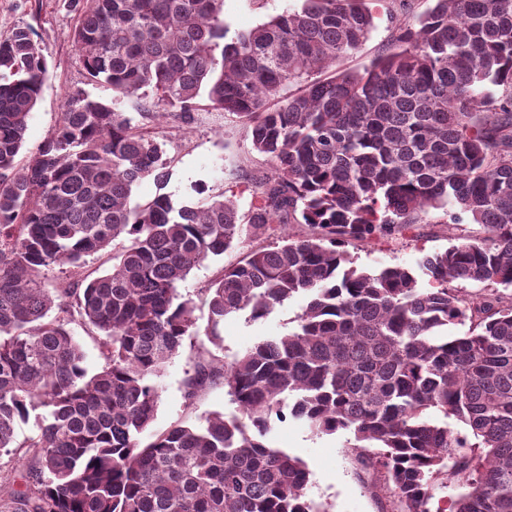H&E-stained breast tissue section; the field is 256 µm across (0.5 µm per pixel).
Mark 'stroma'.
<instances>
[{
    "label": "stroma",
    "mask_w": 512,
    "mask_h": 512,
    "mask_svg": "<svg viewBox=\"0 0 512 512\" xmlns=\"http://www.w3.org/2000/svg\"><path fill=\"white\" fill-rule=\"evenodd\" d=\"M68 3L69 0H0V39L9 36L16 26H30L48 63L49 76L26 133V146L30 149L55 129L66 91L84 89L95 97L106 100L111 97L109 90L89 84L85 76L73 43L76 16ZM299 4L300 0H224V19L232 30L242 31ZM430 4L431 0H377L374 29L354 54L336 59L333 72L368 67L388 47L396 19L417 16ZM151 129L165 144L164 157L172 172L164 190L177 198L195 200L221 193L235 201L239 210L248 209L252 201L250 174L257 166V158L250 152L247 129L239 119L204 107L193 112L190 121L172 117L166 123L152 124ZM431 217V223L415 225L405 236L357 243L351 246L350 252L357 265L366 269L395 264L414 266L422 255L444 250L450 244L443 211L432 212ZM251 247L248 240L235 245L225 253L223 262H206L193 269L182 284L180 291L192 299L199 328H206L208 323L205 285L219 264L237 263ZM305 303L304 297H294L259 322L248 321L242 314L226 318L219 327L223 340L221 357L232 360L259 339L286 332ZM200 350V339L185 341L180 352L166 365L153 431L165 430L180 420L194 423L213 412L235 413V405L220 384L206 387L193 403H186L184 384L194 371ZM268 441L308 464L311 470L308 493L322 502L328 512H389L388 495H375L369 489L371 477L361 463L362 455L355 450L350 433L340 431L316 437L305 423L290 418L274 426Z\"/></svg>",
    "instance_id": "35a3bbf8"
}]
</instances>
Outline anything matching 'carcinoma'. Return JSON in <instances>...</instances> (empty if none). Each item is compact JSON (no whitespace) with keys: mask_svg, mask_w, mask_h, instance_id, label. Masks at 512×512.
Returning a JSON list of instances; mask_svg holds the SVG:
<instances>
[{"mask_svg":"<svg viewBox=\"0 0 512 512\" xmlns=\"http://www.w3.org/2000/svg\"><path fill=\"white\" fill-rule=\"evenodd\" d=\"M69 7L87 79L112 98L67 91L26 155L48 65L31 29L0 40V512H328L308 464L266 441L289 416L378 449L365 466L393 512H423L440 479L460 482L448 512H512V0H434L369 67L323 80L372 31L366 0H302L235 33L224 0ZM124 98L145 120H189L202 100L238 117L268 166L248 211L222 194L137 201L140 180L162 190L171 170ZM439 209L482 236L413 267L369 271L348 251ZM244 239L268 245L217 271L201 333L180 287ZM109 247L112 269H90ZM295 295L293 329L229 362L208 352L186 382L189 399L223 383L237 414L150 432L186 339L219 348L225 317L263 320ZM73 324L101 336L93 373Z\"/></svg>","mask_w":512,"mask_h":512,"instance_id":"1","label":"carcinoma"}]
</instances>
